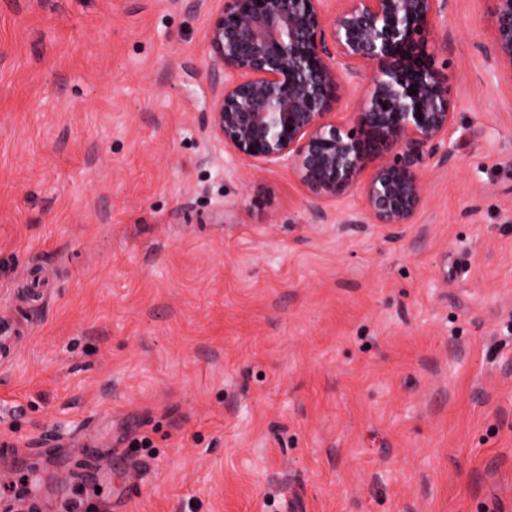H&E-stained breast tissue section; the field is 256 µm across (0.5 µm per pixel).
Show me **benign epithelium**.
I'll use <instances>...</instances> for the list:
<instances>
[{
    "mask_svg": "<svg viewBox=\"0 0 512 512\" xmlns=\"http://www.w3.org/2000/svg\"><path fill=\"white\" fill-rule=\"evenodd\" d=\"M209 12V133L237 156L291 166L313 201L364 196L367 220L395 232L425 201V158L454 112L419 37L448 0H219ZM487 64L512 77V0H486ZM365 84L350 121L337 89ZM417 93H411V90Z\"/></svg>",
    "mask_w": 512,
    "mask_h": 512,
    "instance_id": "7a95c632",
    "label": "benign epithelium"
}]
</instances>
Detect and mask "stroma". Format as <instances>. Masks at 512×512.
<instances>
[{
  "instance_id": "35a3bbf8",
  "label": "stroma",
  "mask_w": 512,
  "mask_h": 512,
  "mask_svg": "<svg viewBox=\"0 0 512 512\" xmlns=\"http://www.w3.org/2000/svg\"><path fill=\"white\" fill-rule=\"evenodd\" d=\"M207 27L195 0H0V319L29 332L0 362V504L512 512L485 0L429 25L456 117L392 236L209 134Z\"/></svg>"
}]
</instances>
